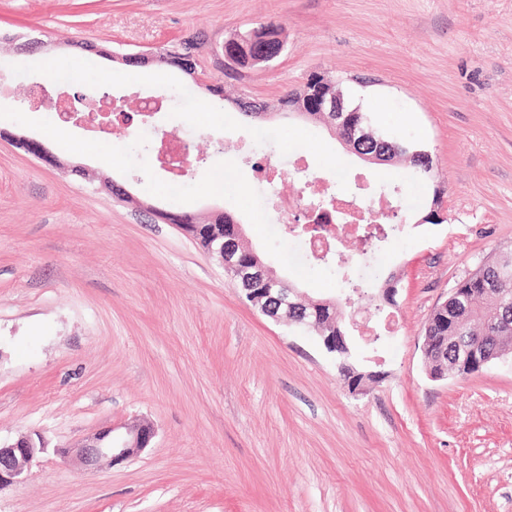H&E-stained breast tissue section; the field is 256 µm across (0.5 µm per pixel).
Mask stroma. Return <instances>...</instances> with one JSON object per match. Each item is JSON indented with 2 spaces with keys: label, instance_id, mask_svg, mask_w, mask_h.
Masks as SVG:
<instances>
[{
  "label": "stroma",
  "instance_id": "1",
  "mask_svg": "<svg viewBox=\"0 0 512 512\" xmlns=\"http://www.w3.org/2000/svg\"><path fill=\"white\" fill-rule=\"evenodd\" d=\"M264 22L284 28L285 51L228 76L214 47ZM0 34L42 43L22 55L0 47V129L154 208L231 212L277 276L312 297L338 295L290 231L313 189L387 200L405 225L377 247L356 234L338 245L372 286L398 280L395 334L375 346L351 337L357 361L377 357L385 374L358 397L318 337L262 315L175 225L0 139V442L37 433L46 444L22 481L0 489V512H512V368L435 381L421 351L451 287L512 248V0H0ZM193 36L209 85L233 97L273 101L313 72L342 81L375 127L430 152L446 222L416 225L431 187L347 156L323 127L213 111L207 88L175 102L180 71L156 80L111 58ZM34 83L131 109L159 97L163 108L148 127L69 124L65 149L29 104ZM144 134L148 149L132 153ZM165 137L192 160L178 195L156 160ZM340 159L351 166L343 182ZM227 167L233 187L213 193ZM144 419L157 434L133 459L86 469L57 453Z\"/></svg>",
  "mask_w": 512,
  "mask_h": 512
}]
</instances>
